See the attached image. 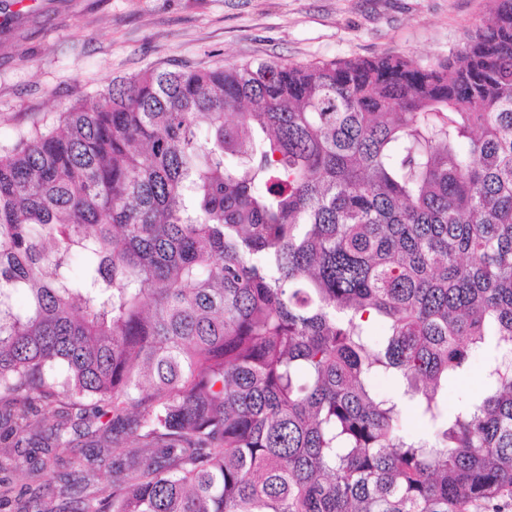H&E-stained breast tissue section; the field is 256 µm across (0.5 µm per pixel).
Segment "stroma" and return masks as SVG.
Segmentation results:
<instances>
[{
    "label": "stroma",
    "mask_w": 512,
    "mask_h": 512,
    "mask_svg": "<svg viewBox=\"0 0 512 512\" xmlns=\"http://www.w3.org/2000/svg\"><path fill=\"white\" fill-rule=\"evenodd\" d=\"M491 0H0V146L112 80L250 61L308 64L461 49ZM486 354L448 382L478 398Z\"/></svg>",
    "instance_id": "35a3bbf8"
}]
</instances>
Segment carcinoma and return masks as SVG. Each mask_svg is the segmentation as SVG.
<instances>
[{
    "instance_id": "cac0c4a2",
    "label": "carcinoma",
    "mask_w": 512,
    "mask_h": 512,
    "mask_svg": "<svg viewBox=\"0 0 512 512\" xmlns=\"http://www.w3.org/2000/svg\"><path fill=\"white\" fill-rule=\"evenodd\" d=\"M492 2L438 64L154 70L0 150V471L41 480L0 478V512L512 496V0ZM483 347L481 396L448 410ZM77 432L80 497L47 509ZM86 462L112 482L89 490Z\"/></svg>"
}]
</instances>
